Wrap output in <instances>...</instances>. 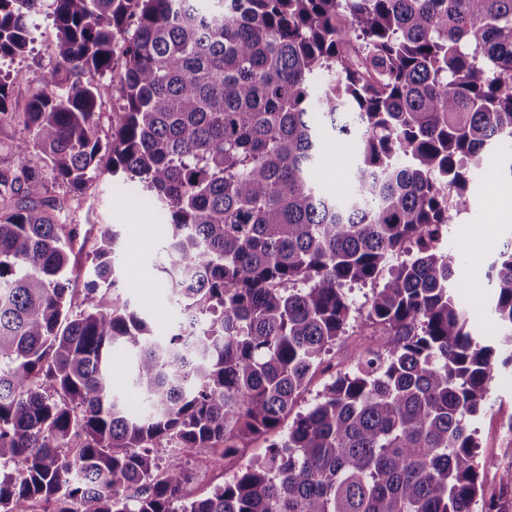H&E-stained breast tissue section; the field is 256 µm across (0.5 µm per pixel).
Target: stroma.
<instances>
[{
    "mask_svg": "<svg viewBox=\"0 0 512 512\" xmlns=\"http://www.w3.org/2000/svg\"><path fill=\"white\" fill-rule=\"evenodd\" d=\"M34 40L23 56L10 64L11 95L8 109L24 111L26 104L44 93L41 81L43 67L54 54L57 29L52 17L41 14L35 17ZM360 149L357 138L328 137L322 143L319 166L320 182L328 192L341 195L351 190L349 175ZM512 149L501 148L491 152L482 173L471 181L469 190L455 218L456 223L472 229H493L494 235L483 249L474 248L461 235L449 234L448 243L459 250L461 261L457 271L460 281H469L471 271L487 275L489 267L503 247L512 242V223L503 224L497 218L498 210L512 208V176L506 173V161ZM53 194L63 201V215L70 224L80 227L77 247L71 257L70 289L74 298H81L88 281L87 270L97 247L99 229L111 224L127 243L118 251L117 272L124 293L131 299L134 309L149 319L158 334L173 331L178 319V308L168 300V288L153 261L166 245L168 226L163 213L148 195L132 184L113 182L108 167H101L98 175L81 189L73 190L55 185ZM381 337L379 326L360 317L353 321L341 336L327 359L313 375L304 395L298 400L296 411H306L332 376L351 371L359 356L376 346ZM512 421V373L504 372L491 385L490 404L472 423L477 432L479 459L483 464L482 477H489L491 470L503 471L512 466V447L498 445L500 428ZM268 438L258 435L248 441L245 448L234 457L226 459L223 467L204 470L202 480L194 491L203 495L213 487L223 484L238 470L252 464L260 457Z\"/></svg>",
    "mask_w": 512,
    "mask_h": 512,
    "instance_id": "1",
    "label": "stroma"
}]
</instances>
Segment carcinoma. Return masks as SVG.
<instances>
[{
	"instance_id": "obj_1",
	"label": "carcinoma",
	"mask_w": 512,
	"mask_h": 512,
	"mask_svg": "<svg viewBox=\"0 0 512 512\" xmlns=\"http://www.w3.org/2000/svg\"><path fill=\"white\" fill-rule=\"evenodd\" d=\"M43 12L56 64L19 116L24 165L0 169V512H512V467L486 492L470 429L512 370V242L490 265L492 344L443 244L448 196L512 141V0H0V114ZM326 130L362 143L343 197L314 181ZM105 157L170 226L168 336L118 289L110 225L72 305L79 225L44 173L78 189ZM368 283L363 312L344 288ZM362 314L378 346L263 459L183 497L181 456L221 465L279 428ZM123 72V69L118 65L113 71L111 70L100 79V83L104 87L99 101V134L103 140L106 137H110L112 121L115 119L114 112H118L117 105L112 100V85L115 86L120 83ZM130 367L131 362L126 354H118L115 350L112 352V360L109 365L112 386L116 391L126 395L128 409L132 413H140L143 410L141 400L129 390Z\"/></svg>"
}]
</instances>
